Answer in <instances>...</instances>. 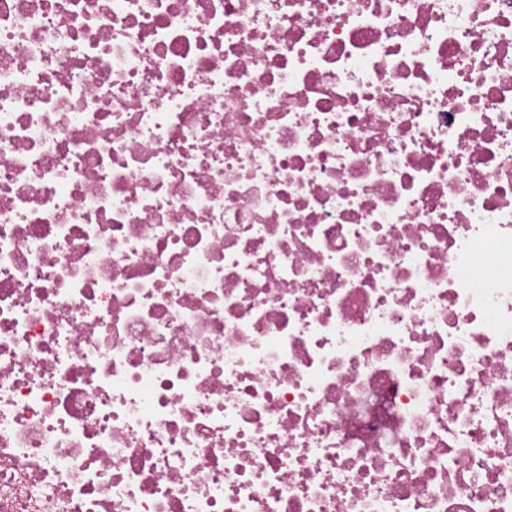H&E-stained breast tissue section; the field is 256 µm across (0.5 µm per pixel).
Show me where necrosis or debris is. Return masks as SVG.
Returning <instances> with one entry per match:
<instances>
[{
    "label": "necrosis or debris",
    "mask_w": 512,
    "mask_h": 512,
    "mask_svg": "<svg viewBox=\"0 0 512 512\" xmlns=\"http://www.w3.org/2000/svg\"><path fill=\"white\" fill-rule=\"evenodd\" d=\"M0 512H512V0H0Z\"/></svg>",
    "instance_id": "4bbe7bcc"
}]
</instances>
